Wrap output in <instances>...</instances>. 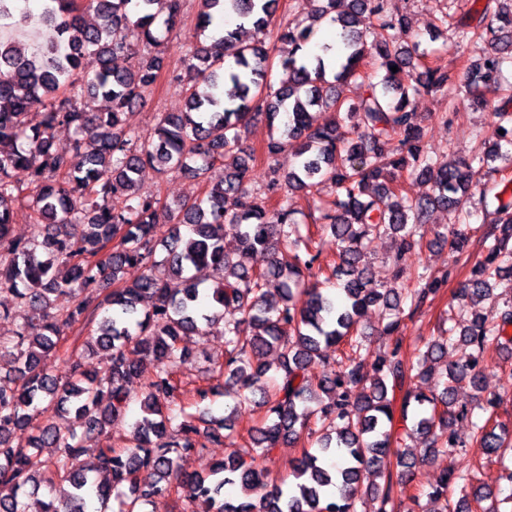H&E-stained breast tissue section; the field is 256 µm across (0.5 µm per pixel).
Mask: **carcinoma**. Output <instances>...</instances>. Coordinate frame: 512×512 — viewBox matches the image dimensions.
<instances>
[{
    "label": "carcinoma",
    "mask_w": 512,
    "mask_h": 512,
    "mask_svg": "<svg viewBox=\"0 0 512 512\" xmlns=\"http://www.w3.org/2000/svg\"><path fill=\"white\" fill-rule=\"evenodd\" d=\"M183 0H44L39 20L57 37L31 46L21 34L31 16L18 0H0V293L18 301L20 318L43 320V333L29 336L24 326L0 339V363L13 364L9 385L0 382V512H26L24 497L54 478L73 492L42 503L43 512H88V490L95 489L101 512L111 497L121 512H145L154 498L183 486L204 504L202 512H357L361 498L372 512H400L408 497L417 512H429L422 498L440 502L439 512H476L490 493L464 476L448 478L425 491L412 487L417 458L402 447L418 436L423 457L466 447L456 431L471 420L473 439L485 459L504 462L502 448L512 441V423L498 418L499 398L483 395L490 354L512 349V300L497 314L478 308L437 336L421 338L413 352L403 350L405 321L433 300L448 276L422 278L416 288H383L373 280L366 258L373 241L399 238L395 254L422 249L417 225L429 209L454 214L451 234L437 238L454 264L471 268L458 288L476 305L493 291L497 278L512 276V204L488 209L479 199L486 233L484 258L470 263L467 223L472 188L488 161L512 163V96L494 112L491 136L468 161L446 166L427 151L412 98L448 94L454 88L474 104L501 87L504 64H512V8L495 13L485 6L474 27L455 35L482 49L481 62L468 68L464 84L438 65L424 61L411 16L388 14L386 0H313L306 22L276 18L279 0H195L200 40L175 78L185 86L181 112H158L153 136L146 139L129 124V110L142 106L165 68L156 23L176 30ZM88 9L98 22L82 23ZM224 20L220 41L233 48L234 65L205 44L215 19ZM339 29L334 64L322 56L302 57L324 20ZM376 21L386 35L367 42L365 25ZM130 66L117 70L112 60ZM382 72L374 82L360 70L366 59ZM398 67L392 72L391 67ZM287 78L276 86L273 68ZM77 72L86 83L74 81ZM365 79L357 99L346 96L352 79ZM102 96L111 103L91 111L81 99ZM336 118L314 124L313 109ZM39 109V120H28ZM274 128L264 154L272 159L296 143L295 165L282 173L271 168L269 181L252 187L254 153L243 148L242 132L254 120ZM75 133L72 151L54 148V133ZM224 165V180L211 183L208 170ZM24 170L23 187L13 172ZM188 173L207 184L202 197L159 205L141 193L146 172ZM407 179L431 184V193L412 198ZM328 185L334 195L313 203L321 232L315 238L295 218L293 194L315 195ZM34 215L27 240L12 236L19 212ZM236 248L224 245L226 236ZM165 256L156 259V243ZM329 246L333 260L318 262ZM249 255L253 264L238 256ZM129 266L144 268L133 283L123 281ZM210 269L207 284L198 273ZM340 282L344 300L336 302L323 283ZM277 283L280 300L267 286ZM377 308L381 335L389 344L374 354L373 376L355 363L368 337L359 331L362 312ZM224 322V363L208 379L238 384L266 408L265 421L238 441L233 415L219 419L228 431L230 451L205 476L183 471L181 459L198 450L199 428L189 406L179 402L175 368L187 360L181 346L188 336L207 335ZM91 328L108 358L100 371L84 368L76 350L68 373L53 376L44 358L61 340V327ZM463 351L459 362L436 371L448 348ZM279 350L275 375L265 358ZM152 377L140 396L142 416L132 425L124 448L109 433L132 401L128 380L143 363ZM334 366L315 379L314 370ZM436 381L427 393L417 382ZM474 403L456 405L460 384ZM74 415L77 426L61 428L56 417ZM34 426L27 446L16 431ZM105 441L96 462L81 463L82 438ZM306 437L310 448L293 465V480L274 482L248 460L266 457L282 444ZM55 449L43 459L37 448ZM372 475L382 483H367ZM241 497L224 496L225 488Z\"/></svg>",
    "instance_id": "1"
}]
</instances>
